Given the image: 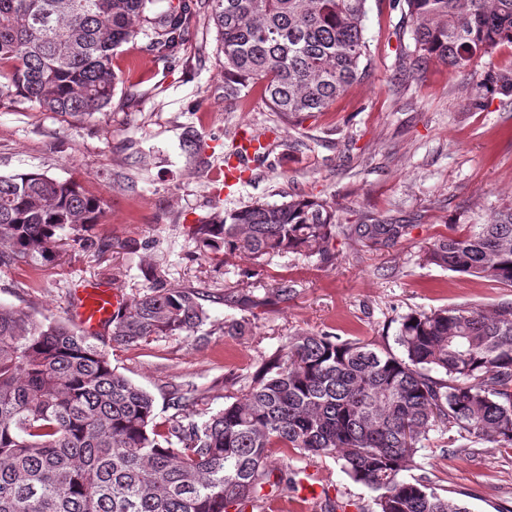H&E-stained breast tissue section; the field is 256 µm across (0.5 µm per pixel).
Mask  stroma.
<instances>
[{
	"instance_id": "35a3bbf8",
	"label": "stroma",
	"mask_w": 512,
	"mask_h": 512,
	"mask_svg": "<svg viewBox=\"0 0 512 512\" xmlns=\"http://www.w3.org/2000/svg\"><path fill=\"white\" fill-rule=\"evenodd\" d=\"M410 29L399 0H368L371 67L327 111L298 126L271 112L257 88L225 103L224 56L204 16L169 60L156 58L145 34L123 44L112 58L120 78L112 103L93 116L1 102L0 175L39 172L72 181L103 196L106 207L90 231L95 247L73 244L55 261L1 269L0 304L67 319L82 282L109 284L128 298L144 290L141 269L148 263L159 264L172 284L198 289L207 334L107 349L113 368L154 396L156 421L164 424L176 414L174 391L191 390L200 411L241 397V379L294 332L328 329L391 347L409 313L512 302L510 287L420 259L449 228L512 203V94L485 79L490 70L512 74V45L463 71L437 63L419 68ZM246 130L260 134L268 155L251 164L247 182L217 189L212 177ZM189 132L207 145L203 160L183 152ZM294 197L329 202L341 224L377 218L409 225L410 232L395 247L358 255L336 240L331 265L277 256L258 276L246 259L197 249L192 232L199 219ZM283 278L294 287L288 301L261 312L248 335H225V322L239 315L225 305V293L246 288L261 295ZM272 458L287 460L319 487L306 512H325L330 498L347 502V512H371V492L335 459L277 451ZM410 473L463 498L471 512H512V451L489 441L447 446L430 434Z\"/></svg>"
}]
</instances>
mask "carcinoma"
I'll list each match as a JSON object with an SVG mask.
<instances>
[{
  "instance_id": "obj_1",
  "label": "carcinoma",
  "mask_w": 512,
  "mask_h": 512,
  "mask_svg": "<svg viewBox=\"0 0 512 512\" xmlns=\"http://www.w3.org/2000/svg\"><path fill=\"white\" fill-rule=\"evenodd\" d=\"M224 54V102L260 86L285 123L327 110L370 61L364 37L367 0H205ZM416 61L469 67L512 44V0H405ZM0 0V102L20 97L45 112L91 116L112 101V57L151 30L150 48L167 60L188 35L195 4L169 0ZM259 137L228 151L234 179L245 181ZM102 197L44 173L0 175V268L21 259L52 260L58 232L99 222ZM409 225L372 219L339 224L326 201L293 198L217 212L194 230L203 254L245 257L254 274L274 256L336 260L341 237L357 251L390 248ZM421 260L512 287V205L459 233L437 238ZM144 292L109 320V340L127 347L160 336L190 335L209 320L201 293L143 270ZM294 293L282 278L259 296L226 297L240 318L227 335L245 333L257 310ZM99 336L70 322L39 319L0 305V512H241L294 482L298 453L341 461L373 493L374 512H470L459 498L402 472L429 440L488 439L512 449V302L489 308L445 306L403 318L400 354L328 330L285 337L243 384L242 398L212 414L175 393L180 414L155 422V398L117 373Z\"/></svg>"
}]
</instances>
